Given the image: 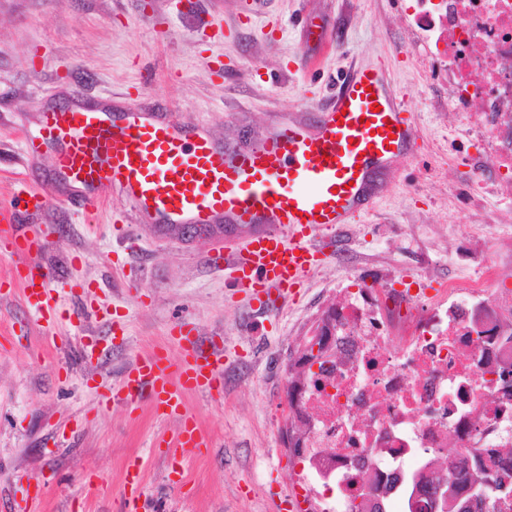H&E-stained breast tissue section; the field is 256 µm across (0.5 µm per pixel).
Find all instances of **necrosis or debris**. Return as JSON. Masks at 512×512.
Instances as JSON below:
<instances>
[{"instance_id": "necrosis-or-debris-1", "label": "necrosis or debris", "mask_w": 512, "mask_h": 512, "mask_svg": "<svg viewBox=\"0 0 512 512\" xmlns=\"http://www.w3.org/2000/svg\"><path fill=\"white\" fill-rule=\"evenodd\" d=\"M448 55L449 102L478 114L491 145L486 170L512 186V0H425ZM493 270L445 284L441 304L382 288L346 291L332 357L322 372L302 374L295 396L302 406L305 497L321 512H349L370 481L385 512H407L408 477L430 455L455 443L467 457L475 442L502 447L506 426L495 419L496 385L476 365L474 324L500 333L502 319L485 315L482 296Z\"/></svg>"}]
</instances>
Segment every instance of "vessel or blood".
<instances>
[{"label": "vessel or blood", "instance_id": "b4317fda", "mask_svg": "<svg viewBox=\"0 0 512 512\" xmlns=\"http://www.w3.org/2000/svg\"><path fill=\"white\" fill-rule=\"evenodd\" d=\"M415 118L390 89L384 70L357 67L341 80L335 97L314 124H289L247 150L225 152L199 127L170 112L115 113L96 105L63 102L40 117L37 134L18 131L26 161L50 156L55 172L78 195L65 205L93 217L118 193L135 217L156 224L206 228L227 224L251 232L244 249H228L213 265L260 306L299 297L300 286L336 248V234L371 210L377 169L412 155ZM52 188L20 187L0 202V244L17 261L11 284L26 306L48 324L59 317L55 273L32 261L44 241L24 224L54 200ZM172 329L183 343L177 360L159 351L137 355L121 380L103 397L108 406L152 411L175 421L167 441L175 482L189 477V462L209 441L186 408L191 392L213 393L224 379V346L201 337L190 324ZM83 361L101 365V338L78 333ZM145 465L130 460L125 470V512H138ZM45 491L34 483L14 512H44Z\"/></svg>", "mask_w": 512, "mask_h": 512}]
</instances>
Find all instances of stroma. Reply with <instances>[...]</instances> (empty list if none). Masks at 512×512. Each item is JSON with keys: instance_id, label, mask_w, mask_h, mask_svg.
Here are the masks:
<instances>
[{"instance_id": "35a3bbf8", "label": "stroma", "mask_w": 512, "mask_h": 512, "mask_svg": "<svg viewBox=\"0 0 512 512\" xmlns=\"http://www.w3.org/2000/svg\"><path fill=\"white\" fill-rule=\"evenodd\" d=\"M420 0H0V199L16 182L57 183L49 159L25 162L17 129L37 131L41 112L79 92L118 110L177 113L228 149L281 125L313 120L352 66H386L415 114L417 155L373 180L372 212L349 224L336 253L306 280L298 302L258 310L233 294L211 263L241 245L243 230L159 235L113 194L95 222L72 207L28 217L49 246L38 259L62 284L63 319L48 328L20 297H0V512L27 479L49 475L46 512H121L123 472L146 463L140 512H281L300 470L282 442L287 366L319 315L344 287L436 288L497 268L484 299L512 306V194L472 195L480 145L448 106V68L438 30ZM128 324L126 341L98 368L85 367L72 320L85 300ZM224 339V395L196 393L188 407L211 446L187 483L167 479L157 438L173 421L148 407L105 408L100 395L136 355L177 353L179 320ZM63 432L60 448L44 444Z\"/></svg>"}]
</instances>
